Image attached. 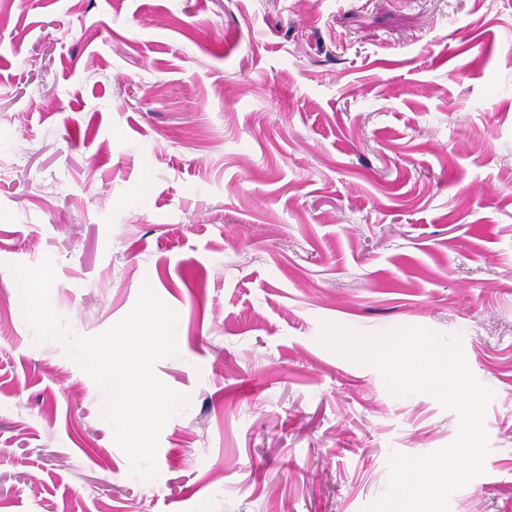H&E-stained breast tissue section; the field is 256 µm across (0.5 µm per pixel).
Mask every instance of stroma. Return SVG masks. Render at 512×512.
<instances>
[{"label": "stroma", "instance_id": "stroma-1", "mask_svg": "<svg viewBox=\"0 0 512 512\" xmlns=\"http://www.w3.org/2000/svg\"><path fill=\"white\" fill-rule=\"evenodd\" d=\"M0 159V512H363L458 418L326 323L460 337L494 397L450 512H512V0H0ZM47 256L75 334L178 313L153 480L24 318Z\"/></svg>", "mask_w": 512, "mask_h": 512}]
</instances>
